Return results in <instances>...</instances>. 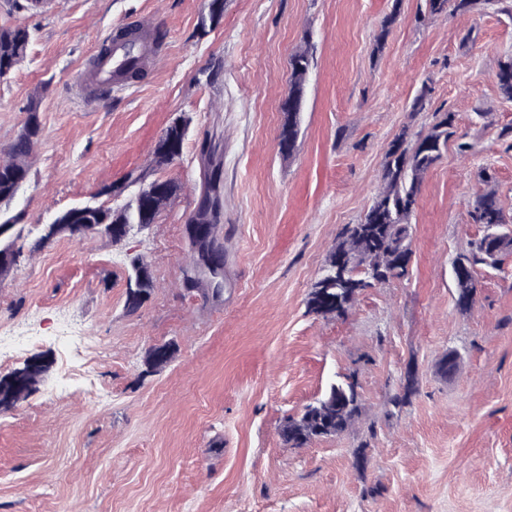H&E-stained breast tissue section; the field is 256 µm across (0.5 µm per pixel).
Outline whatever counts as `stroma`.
<instances>
[{
    "label": "stroma",
    "mask_w": 512,
    "mask_h": 512,
    "mask_svg": "<svg viewBox=\"0 0 512 512\" xmlns=\"http://www.w3.org/2000/svg\"><path fill=\"white\" fill-rule=\"evenodd\" d=\"M135 18L159 34V65L79 101L95 45ZM17 25L32 39L0 79V147L33 95L43 138L6 208L24 228L0 278V388L38 370L0 395V512H512V251L475 270L464 311L452 267L483 234L472 211L486 187L512 217V135L501 134L512 101L497 80L512 14L492 0L436 17L423 0H224L216 19L208 0H0V26ZM307 47L299 135L285 153L290 59ZM447 113L471 149L449 142L426 174L406 275L341 313L311 311L338 238L382 187L392 143ZM181 121L179 159L155 168L158 141ZM206 139L224 169L217 297L187 288ZM143 179L178 186L149 229L118 243L45 239L72 206L123 207ZM137 256L153 288L131 312ZM160 345L169 355L157 365ZM451 349L459 367L444 379L434 363ZM349 380L356 423L289 445L285 420Z\"/></svg>",
    "instance_id": "stroma-1"
}]
</instances>
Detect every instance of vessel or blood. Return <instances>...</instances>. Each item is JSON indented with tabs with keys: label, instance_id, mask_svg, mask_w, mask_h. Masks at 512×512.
<instances>
[{
	"label": "vessel or blood",
	"instance_id": "1",
	"mask_svg": "<svg viewBox=\"0 0 512 512\" xmlns=\"http://www.w3.org/2000/svg\"><path fill=\"white\" fill-rule=\"evenodd\" d=\"M158 59L148 25L138 20L126 21L97 44L77 93L83 99H94L121 85L128 72L154 66Z\"/></svg>",
	"mask_w": 512,
	"mask_h": 512
}]
</instances>
